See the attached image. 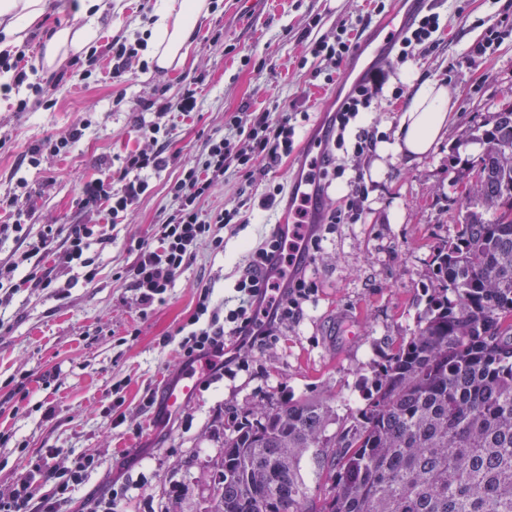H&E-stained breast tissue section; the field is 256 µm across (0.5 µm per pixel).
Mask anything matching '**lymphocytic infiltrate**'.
Segmentation results:
<instances>
[{
  "label": "lymphocytic infiltrate",
  "mask_w": 512,
  "mask_h": 512,
  "mask_svg": "<svg viewBox=\"0 0 512 512\" xmlns=\"http://www.w3.org/2000/svg\"><path fill=\"white\" fill-rule=\"evenodd\" d=\"M383 78L378 70L364 75L334 113V136L324 149L330 163L314 183L317 193L327 191L345 172L335 159L337 152L350 149L362 155L375 149L373 132L359 130L351 145L346 142V133L359 113L370 107L373 92ZM307 118V113L284 108L276 112H234L228 117L227 125L243 137V146H236L224 137L211 136L205 140L204 165L184 168L170 189L178 202L176 210L159 225L154 238H136L131 246L135 258L122 276L140 304L150 305L160 299L201 246L222 251L226 228L245 223L240 210L207 212L202 207L231 164L245 170L249 180L264 178L294 152L297 132ZM139 133L147 140V148L128 153L119 171L87 181L80 188L82 207L97 212L104 223L113 224L128 215L148 189L149 175L164 170L169 163L167 146L159 141V127L144 126ZM365 199L363 186L354 185L345 208L330 213L325 222H312L303 233L281 229L265 238L249 254L235 284L234 309L226 311L212 306L211 289L201 290L195 311L187 321L189 330L180 342V354L188 366L205 361L202 385H209L211 380L238 364V357L226 352L227 339H236L241 346L260 345L274 338L282 325L297 319L317 288L302 266L295 264V252L317 256L323 241L322 230L357 223L362 218ZM17 202L16 195L0 196V239L10 237L22 246L11 267L12 272L21 273L22 284L48 288L55 283L53 268L43 267L36 261L37 256L50 251L56 255V266L80 267L85 282H93L98 266L88 251L95 244L106 246L109 237L96 234L92 225L73 224L61 238L53 225L48 224L36 238H29L25 226L30 214L19 208ZM86 469V464L79 462L66 471L53 466L33 470L16 482L7 498H0V512H59L69 487L81 481ZM43 479L55 480L56 493L34 500L30 488Z\"/></svg>",
  "instance_id": "lymphocytic-infiltrate-1"
}]
</instances>
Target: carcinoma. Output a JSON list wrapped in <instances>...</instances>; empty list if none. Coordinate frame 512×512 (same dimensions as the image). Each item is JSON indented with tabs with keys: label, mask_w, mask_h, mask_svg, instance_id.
Instances as JSON below:
<instances>
[{
	"label": "carcinoma",
	"mask_w": 512,
	"mask_h": 512,
	"mask_svg": "<svg viewBox=\"0 0 512 512\" xmlns=\"http://www.w3.org/2000/svg\"><path fill=\"white\" fill-rule=\"evenodd\" d=\"M439 247L413 336L336 420L321 397L257 406L224 436L216 512H512V102Z\"/></svg>",
	"instance_id": "1"
}]
</instances>
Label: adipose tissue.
Listing matches in <instances>:
<instances>
[{"label": "adipose tissue", "instance_id": "1", "mask_svg": "<svg viewBox=\"0 0 512 512\" xmlns=\"http://www.w3.org/2000/svg\"><path fill=\"white\" fill-rule=\"evenodd\" d=\"M102 0H84L83 23L57 30L47 41L44 60L54 65L60 55L80 51L96 33ZM206 0H157L156 20L148 41L153 59L162 68L185 58L184 48L199 22L207 15ZM44 0H0V51L19 45L26 32L42 15ZM455 108L454 94L444 83L424 81L412 84L397 117L393 155L417 161L448 129V115Z\"/></svg>", "mask_w": 512, "mask_h": 512}]
</instances>
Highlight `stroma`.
I'll return each instance as SVG.
<instances>
[{
	"instance_id": "obj_1",
	"label": "stroma",
	"mask_w": 512,
	"mask_h": 512,
	"mask_svg": "<svg viewBox=\"0 0 512 512\" xmlns=\"http://www.w3.org/2000/svg\"><path fill=\"white\" fill-rule=\"evenodd\" d=\"M210 2L184 64L158 69L143 49L114 78L113 38L135 43L156 0H123L122 13L100 16L87 77L70 58L45 69L46 34L77 24L80 5L45 0L43 21L27 38L36 73L29 86L0 92V195H17L31 212L33 236L47 224L64 232L99 223L79 204L81 185L141 147L138 127L172 128L167 168L151 175L149 192L124 223L104 226L112 242L99 255L93 283H85L82 269L61 268L53 288L0 284L1 493L43 464L45 449L56 448L59 469L82 457L94 461L69 488L63 512H97L113 490L112 512H211L231 421H245L258 404L307 396L325 397L340 418L364 406V377L392 343L413 334L427 307L437 250L466 212L451 177L478 158L484 125L512 100V0H433L441 19L438 46L391 68L357 124L375 130L379 143L391 141L411 83L433 79L456 91L445 138L419 161L387 156L378 179L376 153L346 155L341 182L324 195L326 206L344 207L350 181L359 178L368 189L367 209L361 223L337 225L310 263L318 292L299 321L285 326L277 342L244 351L243 367L197 388L180 411H141L146 393L176 382L183 370L177 330L201 287H212L213 304L233 308L249 246L286 223L288 205L253 211L250 223L225 233L223 251L201 247L163 301L149 307L116 278L133 261L129 240L151 234L170 213V182L183 165L202 164L205 139L226 134L228 113L295 105L309 115L297 141L305 147L320 115L335 112L353 84L344 70L312 55L313 41H332L343 31L357 37L369 21L391 16L393 0ZM491 28L499 32L493 46L477 53ZM192 81L198 105L191 117L162 114L161 106L176 105ZM84 118L91 125L80 140L29 164L34 147L65 139ZM297 162L290 156L255 183L229 170L204 207L230 209L266 186L290 187ZM116 396L124 400L119 425L110 410Z\"/></svg>"
}]
</instances>
